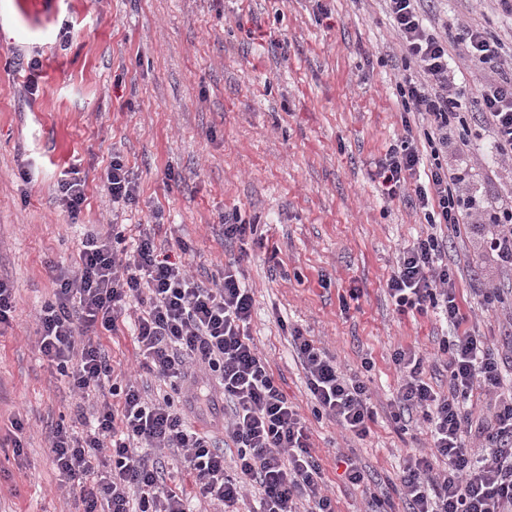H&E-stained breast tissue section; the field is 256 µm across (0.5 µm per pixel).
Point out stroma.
<instances>
[{
    "mask_svg": "<svg viewBox=\"0 0 512 512\" xmlns=\"http://www.w3.org/2000/svg\"><path fill=\"white\" fill-rule=\"evenodd\" d=\"M422 9L436 29H483L512 55V16L497 0H424ZM461 50L449 45L448 55L472 112L476 90L499 75ZM416 72L385 0H49L27 20L0 0V279L15 296L0 326V512L83 510L59 488L50 458L49 436L75 424L76 399L36 346V311L54 288L46 261L70 266L85 226L115 220L131 239L151 224L157 244L204 280L224 267L228 213L262 226L264 245L245 266L250 334L307 421L336 512L368 508L343 478L346 455L403 512L393 481L429 436L421 415L393 417L391 354L415 346L433 355L449 332L435 311L398 315L386 293L400 250L429 230L375 178L403 133L395 85ZM470 128L467 147H449V166L467 171L478 193L512 200V164L478 119ZM116 154L140 191L118 213L100 190ZM73 165L86 181L76 226L56 194ZM488 231L462 225L448 265L467 327L512 379V267L486 249ZM482 288L499 289L503 304L486 309ZM296 327L366 384L376 416L364 439L314 417L291 346Z\"/></svg>",
    "mask_w": 512,
    "mask_h": 512,
    "instance_id": "35a3bbf8",
    "label": "stroma"
}]
</instances>
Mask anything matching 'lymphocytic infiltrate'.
Returning <instances> with one entry per match:
<instances>
[{
  "label": "lymphocytic infiltrate",
  "instance_id": "obj_1",
  "mask_svg": "<svg viewBox=\"0 0 512 512\" xmlns=\"http://www.w3.org/2000/svg\"><path fill=\"white\" fill-rule=\"evenodd\" d=\"M386 2L404 57L419 75L396 84L403 134L380 159L378 176L388 198L404 199L431 228L403 248L387 292L398 314L432 310L451 329L436 351L448 372L447 393L426 380V354L399 347L391 355L402 375L397 410L421 413L432 441L430 453L408 457L397 489L407 512H512V389L482 336L463 326L454 273L444 261L448 238L437 232L458 230L482 208L480 196L443 162L450 137L465 128L448 70V39L424 26L422 0ZM464 56L506 73L478 91L476 104L498 155L511 159L512 72L483 30H467ZM105 187L113 209L138 201V177L120 155L112 157ZM256 233V225L225 216L224 239L237 250L205 281L162 252L148 227L139 228L130 246L122 225H92L74 267L46 262L54 290L37 313L39 351L80 398L95 400L93 412H78L79 430L60 424L50 435L59 485L78 496L83 512H190L195 499L216 512H238L251 487L259 493L257 512H335L308 428L249 334L254 298L242 282L243 264ZM124 322L131 325L139 369L169 385L168 394L145 397L116 374L101 338ZM291 336L314 416L366 437L375 412L365 383L345 375L300 329ZM197 362L216 373L218 391H195L193 401L211 407L220 396L226 405L219 438L189 424L170 397ZM477 388L492 395L495 407L492 425L482 431L483 455L466 444L467 402ZM227 445L236 451L231 470ZM169 448L182 452L180 477L172 483L159 456Z\"/></svg>",
  "mask_w": 512,
  "mask_h": 512
}]
</instances>
